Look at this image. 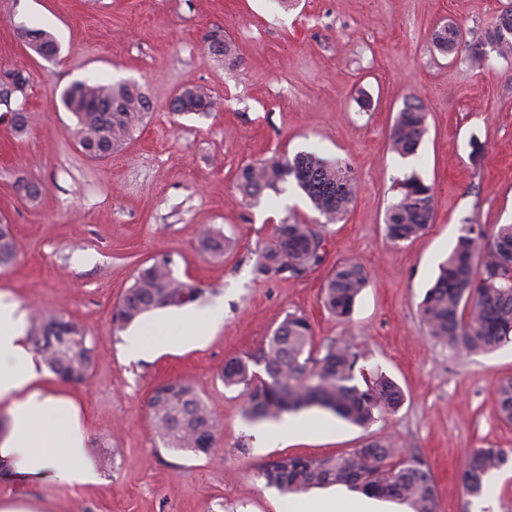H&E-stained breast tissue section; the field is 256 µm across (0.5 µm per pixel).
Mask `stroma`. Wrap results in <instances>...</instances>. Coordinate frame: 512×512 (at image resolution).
Masks as SVG:
<instances>
[{"instance_id": "35a3bbf8", "label": "stroma", "mask_w": 512, "mask_h": 512, "mask_svg": "<svg viewBox=\"0 0 512 512\" xmlns=\"http://www.w3.org/2000/svg\"><path fill=\"white\" fill-rule=\"evenodd\" d=\"M512 0H0V78L30 75L24 131L0 120V222L11 225L18 258L0 267V299L79 323L93 346L86 381L46 374L54 394L79 410L99 483L67 485L9 478L0 501L46 512H293L296 496L266 486L260 471L291 456L321 457L390 438L401 458L428 467L437 512H512V464L490 490L468 496L460 480L476 448L512 453V423L498 419L495 388L512 377V344L457 356L430 340L417 305L432 285L463 221L512 224V56L469 45ZM463 47L445 55L433 34L446 24ZM51 32L60 51H30L21 28ZM220 28L236 62L215 61L204 38ZM130 81L152 110L132 140L103 160L72 136L62 90L84 79ZM204 87L214 108L173 112L180 89ZM428 113L417 153L389 148L397 113L412 99ZM314 152L351 169L357 197L348 215L323 224L296 187L242 201L238 170L275 154ZM416 173L435 190V216L419 238L394 243L385 212L394 178ZM27 179L37 198L20 195ZM322 225L323 263L299 277L260 275L258 254L282 222ZM210 227L221 256L199 244ZM168 257L173 273L204 289L194 304L155 312L161 320L210 316L200 339L130 358L112 315L140 269ZM357 260L369 284L349 318L321 304L328 273ZM304 314L316 343L355 344L366 372L382 371L404 392L395 412L366 428L311 407L317 432L259 444L269 422L244 417L240 388L220 373L257 351L286 314ZM170 381L195 387L218 426L216 452L164 448L149 400Z\"/></svg>"}]
</instances>
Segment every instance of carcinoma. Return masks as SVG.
<instances>
[{
	"mask_svg": "<svg viewBox=\"0 0 512 512\" xmlns=\"http://www.w3.org/2000/svg\"><path fill=\"white\" fill-rule=\"evenodd\" d=\"M208 51L218 60H231V45L221 31L213 30ZM435 44L449 54L461 44L458 29L448 25L437 31ZM502 55L512 51V9L501 12L484 36L471 47L478 61L484 46ZM190 101L189 111L209 112L211 96L203 87L181 91ZM61 105L75 119L74 137L94 159H105L126 145L152 108L141 88L128 82L105 84L76 81L60 95ZM427 133V113L420 102H409L398 112L390 134V149L401 157L416 154ZM295 184L328 223L342 220L353 206L357 184L350 168L313 152L271 156L249 163L237 173L241 195L258 201L267 191L275 194ZM397 195L386 211V234L393 242L422 235L433 223L434 189L416 174L396 181ZM323 237L312 224H278L265 243L256 272L298 277L323 261ZM18 246L11 225L0 224V266L17 259ZM368 285V273L357 261L337 264L327 277L321 302L331 314L350 315L358 296ZM204 291L177 278L170 259L157 258L140 270L113 315L122 330L145 314L198 301ZM418 314L426 334L449 351L472 355L495 351L512 343V224L491 231L464 221L455 246L439 266V275L419 303ZM79 324L53 314L30 319L29 341L43 365L58 378L82 382L89 376L92 348ZM361 352L349 343L334 341L314 345L308 318L290 313L268 336L258 351L224 365L226 387H243L245 414L252 421H277L288 413L309 407L328 410L360 427L403 402V391L386 375L357 372ZM261 365L266 378L252 366ZM498 417L512 422V378L499 381L495 399ZM155 431L164 447L208 456L215 445L217 426L207 405L193 387L172 381L158 387L149 403ZM396 449L388 439L373 440L361 448L322 458L288 457L262 468L266 485L284 493L345 485L368 496L405 504L411 512H436L437 491L428 468L417 461L391 465ZM512 457L501 448H476L460 472L465 491L481 497L488 479Z\"/></svg>",
	"mask_w": 512,
	"mask_h": 512,
	"instance_id": "1",
	"label": "carcinoma"
}]
</instances>
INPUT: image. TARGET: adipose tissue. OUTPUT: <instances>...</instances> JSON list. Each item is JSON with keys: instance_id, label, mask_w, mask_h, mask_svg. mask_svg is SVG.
Here are the masks:
<instances>
[{"instance_id": "adipose-tissue-1", "label": "adipose tissue", "mask_w": 512, "mask_h": 512, "mask_svg": "<svg viewBox=\"0 0 512 512\" xmlns=\"http://www.w3.org/2000/svg\"><path fill=\"white\" fill-rule=\"evenodd\" d=\"M0 403L7 405L10 429L0 437V460L22 477H50L67 484L97 483L87 461L78 413L53 395L37 373L17 304L0 303Z\"/></svg>"}]
</instances>
